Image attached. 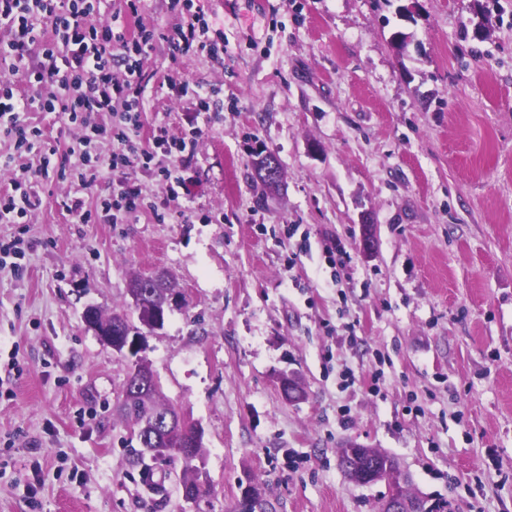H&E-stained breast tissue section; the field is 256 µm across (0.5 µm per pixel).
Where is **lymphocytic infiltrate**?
<instances>
[{"label": "lymphocytic infiltrate", "instance_id": "f902f5d3", "mask_svg": "<svg viewBox=\"0 0 512 512\" xmlns=\"http://www.w3.org/2000/svg\"><path fill=\"white\" fill-rule=\"evenodd\" d=\"M103 2L0 0V31L7 35L0 47V69L23 70L26 83L21 89L11 81H0V132L13 139L16 149L32 150L34 142L47 137L27 120L35 106L58 113L76 129L80 145L95 139L125 143L143 125V97L152 78L146 61L155 43L166 42L175 53L197 49L215 59L224 53L223 39L210 38L205 12L196 0H170L180 20L169 29L145 25L138 19L140 0H123L122 11L135 20L130 32L95 22ZM32 88L39 89V98L29 96ZM103 114L119 116V124L100 123ZM58 151V146H51L48 156L31 169L28 188L14 180L0 187V220L10 215L28 217L45 207L38 182L47 176L50 157ZM153 158L147 149L133 155L114 151L106 164H91L80 177V195L65 202L66 211L79 223L89 222L91 214L84 208L82 194L95 186L106 168L119 177L123 189L99 200V218L106 224L121 223L146 206L134 174L149 169Z\"/></svg>", "mask_w": 512, "mask_h": 512}]
</instances>
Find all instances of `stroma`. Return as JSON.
Instances as JSON below:
<instances>
[{
    "mask_svg": "<svg viewBox=\"0 0 512 512\" xmlns=\"http://www.w3.org/2000/svg\"><path fill=\"white\" fill-rule=\"evenodd\" d=\"M201 4L222 60L156 43L133 138L165 220L74 223L52 173L41 211L0 223V512H239L251 485L273 512H377L388 484L345 476L353 445L443 512H512V0ZM168 75L214 88L210 111ZM160 127L194 146L169 156ZM157 272L179 300L144 355L204 431L194 506L180 464L152 462L158 491L132 465L131 362L82 317L137 321L127 285ZM164 82L169 89L175 91L177 97L180 99L186 98L189 100L190 107L189 111L192 112H207L210 111V100L212 95L211 90H205L202 87H198L190 84L189 82H174L169 76L164 79L162 82L164 86Z\"/></svg>",
    "mask_w": 512,
    "mask_h": 512,
    "instance_id": "35a3bbf8",
    "label": "stroma"
}]
</instances>
